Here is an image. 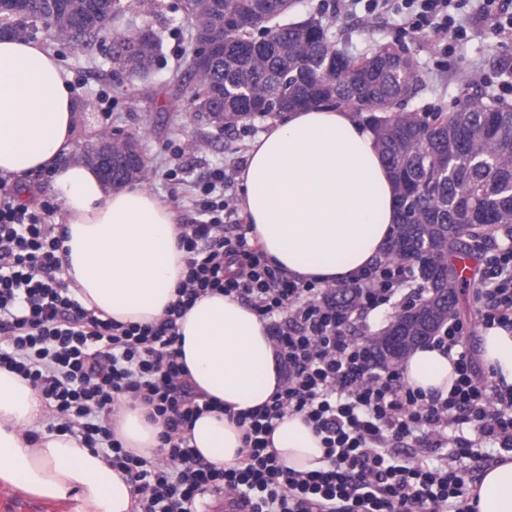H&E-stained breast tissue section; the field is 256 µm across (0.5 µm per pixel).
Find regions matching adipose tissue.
Returning a JSON list of instances; mask_svg holds the SVG:
<instances>
[{
  "mask_svg": "<svg viewBox=\"0 0 512 512\" xmlns=\"http://www.w3.org/2000/svg\"><path fill=\"white\" fill-rule=\"evenodd\" d=\"M76 90L56 56L17 38L0 39V176L52 175L69 294L86 310L121 323L153 324L177 299L186 274L174 206L145 184H106L97 169L70 161L76 149ZM239 210L267 258L299 282L354 280L386 252L399 220L393 177L373 131L349 109L285 112L252 143L239 175ZM181 363L217 407L189 427L192 448L220 467L244 456L235 413L267 403L282 374L267 324L235 297L214 291L177 322ZM480 356L497 382L512 387V330L480 336ZM456 354L420 346L402 363L407 383L447 394ZM28 380L0 369V481L73 512H132L136 491L99 449L80 436L48 432ZM143 404L111 419L124 448L153 458L164 430ZM270 447L291 470L324 467L321 436L300 414L278 420ZM471 496L477 512H512V454L487 468Z\"/></svg>",
  "mask_w": 512,
  "mask_h": 512,
  "instance_id": "adipose-tissue-1",
  "label": "adipose tissue"
}]
</instances>
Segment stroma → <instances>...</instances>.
I'll list each match as a JSON object with an SVG mask.
<instances>
[{
	"label": "stroma",
	"instance_id": "stroma-1",
	"mask_svg": "<svg viewBox=\"0 0 512 512\" xmlns=\"http://www.w3.org/2000/svg\"><path fill=\"white\" fill-rule=\"evenodd\" d=\"M127 12L132 25H149L161 41L153 74L145 80L130 81L112 66L111 40L90 50L38 36L37 42L50 49L71 75L77 92L76 143L95 139L103 128L138 132L149 163V187L161 200H175L179 221L199 220L202 198L197 185L207 180L215 168L224 170L225 199H237L238 175L246 153L256 137L266 130L268 117H255L224 131L196 117L193 108L172 109L173 77L190 81L186 47L192 26L183 10V0H153ZM322 23L337 48L361 57L380 46L404 48L415 57L423 81L418 96L408 102L415 112H450L465 97L504 99L512 105V95L504 96L502 83L512 82V37H501L491 27L471 31L465 43L452 35H433L413 29L394 10L367 12L357 0H295L287 19ZM111 114H104V107ZM205 141V149L188 151V139ZM183 167V179L172 183L165 173Z\"/></svg>",
	"mask_w": 512,
	"mask_h": 512
}]
</instances>
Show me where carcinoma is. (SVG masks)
<instances>
[{"label": "carcinoma", "mask_w": 512, "mask_h": 512, "mask_svg": "<svg viewBox=\"0 0 512 512\" xmlns=\"http://www.w3.org/2000/svg\"><path fill=\"white\" fill-rule=\"evenodd\" d=\"M69 0H33L41 16ZM83 38L94 43L110 11L109 0H79ZM217 18L232 15L239 27L224 31V54L195 77L188 102L208 97L213 111L246 121L309 106L351 109L373 130L397 189L400 222L385 259L391 264L423 259L426 291L417 306L400 313L374 343L382 361L398 360L459 315L455 258L476 252L489 235L512 231V107L467 99L453 112H401L422 84L413 56L394 70L383 46L352 58L331 51L318 31L280 26L278 0H212ZM135 49L133 36H112V62Z\"/></svg>", "instance_id": "cac0c4a2"}]
</instances>
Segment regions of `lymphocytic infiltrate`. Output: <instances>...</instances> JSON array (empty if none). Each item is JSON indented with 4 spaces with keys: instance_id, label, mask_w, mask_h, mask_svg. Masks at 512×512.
Wrapping results in <instances>:
<instances>
[{
    "instance_id": "f902f5d3",
    "label": "lymphocytic infiltrate",
    "mask_w": 512,
    "mask_h": 512,
    "mask_svg": "<svg viewBox=\"0 0 512 512\" xmlns=\"http://www.w3.org/2000/svg\"><path fill=\"white\" fill-rule=\"evenodd\" d=\"M453 0H401L411 25L465 39L468 27L512 32L507 0H479L470 22L451 14ZM224 181L215 169L202 188L200 221L187 224L179 246L187 275L178 298L151 325L101 319L68 294L61 239L47 200L15 204L0 178V367L28 380L48 402L49 428L80 435L126 473L136 512H195L219 495L245 512H472L467 495L494 454L512 452V388L496 383L466 347L470 331L448 321L432 344L457 354L458 379L447 398L413 389L401 368L380 370L368 340L349 328L367 310L389 302L407 282V266H373L356 280L361 298L340 308L333 287L299 282L272 265L212 198ZM474 290L483 328L512 329V243L480 253ZM221 291L266 320L283 385L263 407L237 413L246 454L220 468L191 448L186 431L210 401L202 400L180 363L178 319L201 295ZM162 418L156 458L123 448L109 424L125 401ZM304 414L325 447L324 469L284 468L269 450L278 420ZM472 424L474 437L462 433Z\"/></svg>"
}]
</instances>
